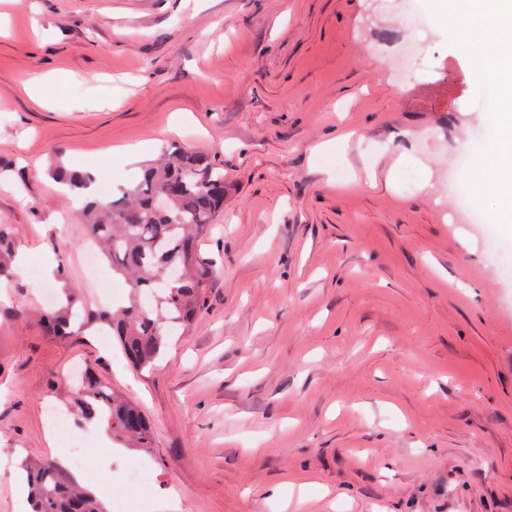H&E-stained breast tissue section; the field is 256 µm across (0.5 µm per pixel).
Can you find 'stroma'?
Returning a JSON list of instances; mask_svg holds the SVG:
<instances>
[{
  "label": "stroma",
  "mask_w": 512,
  "mask_h": 512,
  "mask_svg": "<svg viewBox=\"0 0 512 512\" xmlns=\"http://www.w3.org/2000/svg\"><path fill=\"white\" fill-rule=\"evenodd\" d=\"M0 0V512L24 460L63 465L45 409L94 367L150 419L155 512H512V236L470 212L463 143L494 133L453 0ZM419 42V59L395 65ZM63 83L34 107L23 86ZM135 144L136 157L122 146ZM184 147L224 172L189 333L138 371L97 325L45 335L57 283L99 307L82 207ZM12 233L7 224H0V279L12 276Z\"/></svg>",
  "instance_id": "35a3bbf8"
}]
</instances>
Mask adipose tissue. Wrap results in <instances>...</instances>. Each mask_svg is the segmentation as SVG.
<instances>
[{
    "mask_svg": "<svg viewBox=\"0 0 512 512\" xmlns=\"http://www.w3.org/2000/svg\"><path fill=\"white\" fill-rule=\"evenodd\" d=\"M457 6L454 37L460 44L480 42L486 24L497 31L496 44L479 56L495 83L490 111L496 133L476 148L469 183L475 195L489 193L505 203L498 222L512 231V0H457Z\"/></svg>",
    "mask_w": 512,
    "mask_h": 512,
    "instance_id": "adipose-tissue-1",
    "label": "adipose tissue"
}]
</instances>
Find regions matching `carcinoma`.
<instances>
[{
	"label": "carcinoma",
	"instance_id": "1",
	"mask_svg": "<svg viewBox=\"0 0 512 512\" xmlns=\"http://www.w3.org/2000/svg\"><path fill=\"white\" fill-rule=\"evenodd\" d=\"M57 175L69 184L74 198L83 199L88 237L101 247L112 262V272L125 279L133 296L126 305L86 314L72 293L63 307L45 312L41 330L65 338L75 322L88 315L112 329L134 367L152 368L170 336L189 331L204 306L214 265L200 256L197 244L224 206V172L201 152L165 151L141 167L133 189L121 190L106 205L83 195L85 175ZM158 196L167 199L164 211L153 206ZM11 276V225L0 224V279ZM73 408L83 423L106 424L117 442L153 447V427L145 414L91 370L79 381ZM26 470L32 512H104L102 504L57 465L33 463Z\"/></svg>",
	"mask_w": 512,
	"mask_h": 512
}]
</instances>
